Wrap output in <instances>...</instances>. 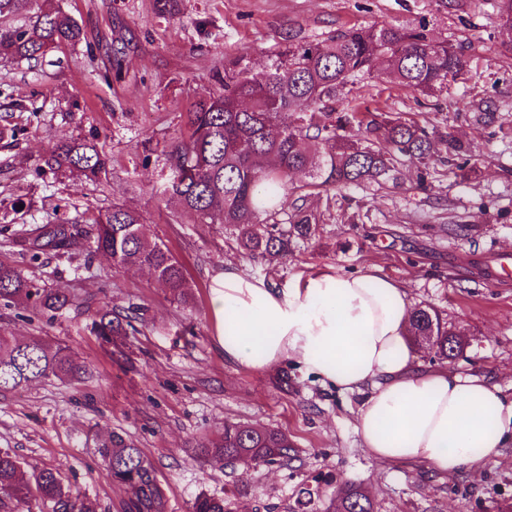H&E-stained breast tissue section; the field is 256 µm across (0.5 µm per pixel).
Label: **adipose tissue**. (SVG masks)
<instances>
[{"mask_svg": "<svg viewBox=\"0 0 512 512\" xmlns=\"http://www.w3.org/2000/svg\"><path fill=\"white\" fill-rule=\"evenodd\" d=\"M210 310L225 360L255 373L290 361L359 395L355 429L374 461L475 476L512 445V395L482 374L421 371L407 290L376 265L275 288L229 261Z\"/></svg>", "mask_w": 512, "mask_h": 512, "instance_id": "obj_1", "label": "adipose tissue"}]
</instances>
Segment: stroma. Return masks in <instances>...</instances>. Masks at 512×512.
Returning a JSON list of instances; mask_svg holds the SVG:
<instances>
[{
  "label": "stroma",
  "instance_id": "35a3bbf8",
  "mask_svg": "<svg viewBox=\"0 0 512 512\" xmlns=\"http://www.w3.org/2000/svg\"><path fill=\"white\" fill-rule=\"evenodd\" d=\"M87 42L47 52L35 65L0 63V201L12 229L54 224L101 212L113 202L138 209L150 234L164 241L195 282V300L182 306L150 275L120 269L105 255L47 254L32 261L0 240V260L46 287L92 298L94 308H143L142 319L112 344L69 310L55 319L22 308H0V334L46 336L89 364L78 383L44 379L0 394V450L27 464L57 470L65 483L121 512L124 490L106 477L98 453L116 432L151 460L167 512H190L202 492L229 494L233 512H290L303 486L318 488L311 512H326L345 482L362 485L375 512H497L512 501V447L479 476L442 474L424 464H378L355 432L358 399L321 386L285 364L254 374L225 361L215 342L209 285L231 259L251 275L229 235L190 221L172 223L151 194L155 166L145 149L162 150L190 103L206 94L227 59L262 70L288 45L320 41L336 31L374 23H426L437 40L462 43L468 72L435 97H423L383 75L361 79L351 94L362 106L444 119L471 142L482 161L478 179L444 175L418 185L406 169L398 186L356 188L367 203L366 223L336 213L319 237L282 260L269 278L276 288L330 271L351 273L376 263L402 283L412 303L448 315L466 344L448 362L465 374L479 370L512 387V287L488 275L492 259L512 254V37L500 28L492 0H181L179 15L155 18L153 0H66ZM81 108L69 109L72 99ZM96 139L111 158L107 183L56 179L39 172L41 156L68 137ZM467 225L451 237L442 223ZM267 277V276H266ZM235 421L291 435L295 459L285 467H210L194 455L196 441ZM247 494H237L238 486Z\"/></svg>",
  "mask_w": 512,
  "mask_h": 512
}]
</instances>
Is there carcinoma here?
<instances>
[{
    "mask_svg": "<svg viewBox=\"0 0 512 512\" xmlns=\"http://www.w3.org/2000/svg\"><path fill=\"white\" fill-rule=\"evenodd\" d=\"M500 24L512 31V0H494ZM165 20L179 13V0H154ZM86 40L82 25L63 0H0V57L36 62L62 46ZM240 60L224 64L219 88L192 102L183 125L161 151L152 194L173 208V217L195 224H218L246 257L274 260L293 254L320 234L344 191L381 187L416 167L425 186L438 173L435 163L461 180L481 170L470 144L445 130L437 118L420 120L381 108L361 110L349 97L350 86L367 75L383 73L407 90L433 97L469 68L465 46L433 39L426 25L391 24L348 28L327 40L289 45L260 73L239 77ZM41 169L76 176L95 185L107 180L110 158L80 137L59 140L41 158ZM310 197L325 201L318 212ZM33 260L53 251L107 255L117 268H144L173 300L187 305L193 288L185 266L160 239L152 236L142 214L124 203L82 223L43 224L12 238ZM88 301L27 278L0 261V306H23L54 317ZM131 316L113 309L91 314V331L104 342L126 335ZM411 332L419 352L439 360L463 350L459 333L435 307L419 304L411 314ZM87 366L73 351L42 337L0 336V393L12 392L51 376L78 380ZM293 442L274 428L227 421L193 452L210 466L247 463L282 466ZM98 452L106 476L124 489L123 512H166V497L155 468L141 449L119 434ZM99 512L89 495L64 484L59 473L43 468L26 474L18 458L0 451V512ZM191 512H231L227 499L202 492ZM329 512H374L367 490L342 484Z\"/></svg>",
    "mask_w": 512,
    "mask_h": 512,
    "instance_id": "carcinoma-1",
    "label": "carcinoma"
}]
</instances>
